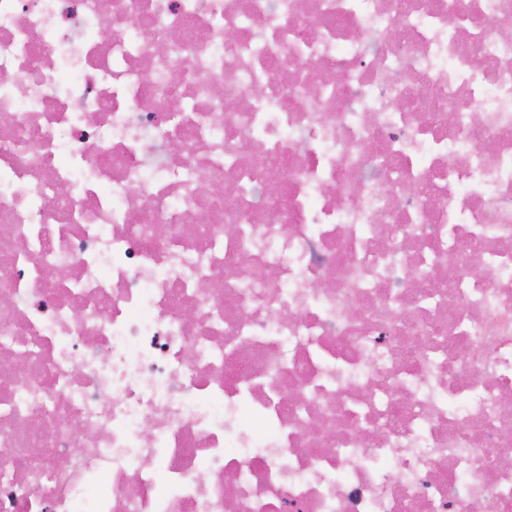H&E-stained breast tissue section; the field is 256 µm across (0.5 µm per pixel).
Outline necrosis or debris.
I'll use <instances>...</instances> for the list:
<instances>
[{
	"label": "necrosis or debris",
	"mask_w": 512,
	"mask_h": 512,
	"mask_svg": "<svg viewBox=\"0 0 512 512\" xmlns=\"http://www.w3.org/2000/svg\"><path fill=\"white\" fill-rule=\"evenodd\" d=\"M1 295L0 512H512V0H0Z\"/></svg>",
	"instance_id": "obj_1"
}]
</instances>
